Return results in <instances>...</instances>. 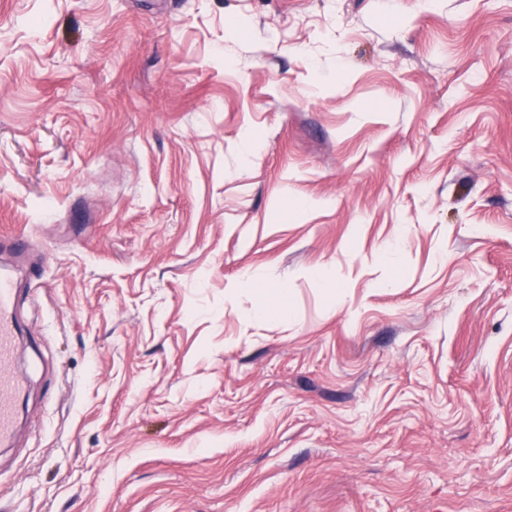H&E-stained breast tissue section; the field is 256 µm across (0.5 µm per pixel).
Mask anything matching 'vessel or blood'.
Segmentation results:
<instances>
[{"label": "vessel or blood", "mask_w": 512, "mask_h": 512, "mask_svg": "<svg viewBox=\"0 0 512 512\" xmlns=\"http://www.w3.org/2000/svg\"><path fill=\"white\" fill-rule=\"evenodd\" d=\"M20 288L13 275L0 274V442H7L13 432L16 419L15 401L20 394V386L15 379L12 367L16 348V338L20 323L16 308Z\"/></svg>", "instance_id": "obj_1"}]
</instances>
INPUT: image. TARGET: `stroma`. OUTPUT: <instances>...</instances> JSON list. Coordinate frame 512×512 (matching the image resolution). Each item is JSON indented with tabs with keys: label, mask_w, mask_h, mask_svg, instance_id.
<instances>
[{
	"label": "stroma",
	"mask_w": 512,
	"mask_h": 512,
	"mask_svg": "<svg viewBox=\"0 0 512 512\" xmlns=\"http://www.w3.org/2000/svg\"><path fill=\"white\" fill-rule=\"evenodd\" d=\"M1 232L0 512H512V0H0ZM20 288L13 275L0 274V442H7L14 432L16 419L15 401L20 396V386L12 367L16 338L20 323L16 308Z\"/></svg>",
	"instance_id": "obj_1"
}]
</instances>
